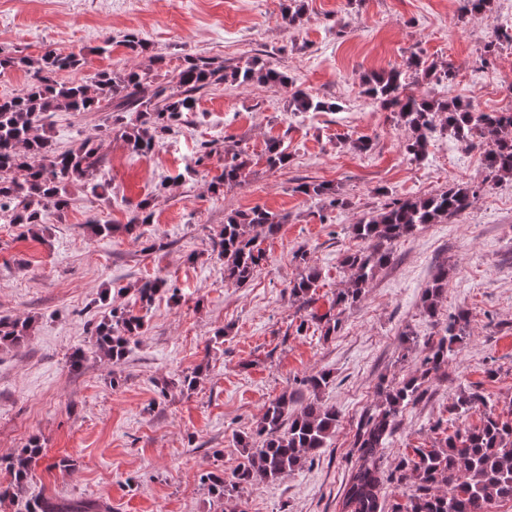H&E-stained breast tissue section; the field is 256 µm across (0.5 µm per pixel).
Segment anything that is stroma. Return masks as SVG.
<instances>
[{
	"instance_id": "obj_1",
	"label": "stroma",
	"mask_w": 512,
	"mask_h": 512,
	"mask_svg": "<svg viewBox=\"0 0 512 512\" xmlns=\"http://www.w3.org/2000/svg\"><path fill=\"white\" fill-rule=\"evenodd\" d=\"M289 0H0V51L17 57L48 49H87L86 64L63 80L91 83L102 70L150 69L154 85L175 90L185 56L234 66L254 58L288 74L293 87L223 83L196 94V108L164 135L153 153H133L115 136L99 141L103 188L68 187L70 204L37 235L0 221V315L31 318L14 347H0V483L2 464L30 439L43 456L25 498L93 500L109 512H221L201 477L232 475L240 461L236 435L253 433L266 405L299 390L300 380L330 374L320 396L340 412L336 431L314 461L285 479L241 490L237 512H339L357 455L358 421L380 403V386L416 375L425 341L438 340L449 314L469 313L465 335L425 393L398 417L383 455L396 470L415 448L436 439L431 427L479 425L483 408L451 414L460 391L490 397L512 419V178L480 194L445 224H425L394 246L392 264L377 271L362 299L340 315L336 335L297 332L305 310L285 288L305 266L319 270L314 309L325 313L348 284L341 265L361 248L352 233L389 200L424 197L483 178L480 148L464 150L435 135L426 160H410L408 132L365 93L370 74L403 66L410 54L452 66L453 83L413 86L415 94L456 98L482 110L512 108V44L492 55L484 44L512 28V0H494L492 15L461 16L459 0H304L300 22L288 24ZM135 34L149 51L132 56ZM109 53H97L103 39ZM162 63H151V56ZM334 103L332 112L290 111L293 88ZM99 112H54L44 129L59 150L75 149L106 122ZM369 151L354 149L360 136ZM289 144L291 159L269 169L265 147ZM217 151L204 156L203 146ZM244 147L245 183L214 191L224 149ZM333 183L342 207L297 193L304 181ZM151 223L133 240L121 231L142 200ZM287 215L264 238L265 259L251 280H224L213 250L225 218L254 206ZM115 225L96 236L89 219ZM159 250H149L150 242ZM308 252L307 263L295 258ZM448 288L436 318L422 293L439 268ZM163 278L145 313L144 333L119 362L95 348V326L110 308L133 305L138 283ZM411 340H403V333ZM85 359L72 368L70 356ZM197 373L194 387L181 378ZM69 459L63 472L54 462Z\"/></svg>"
}]
</instances>
